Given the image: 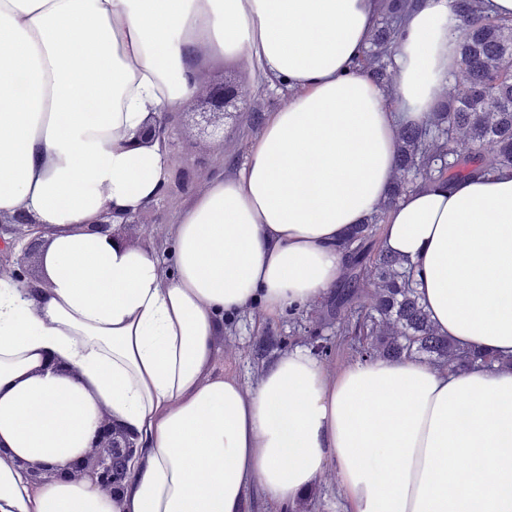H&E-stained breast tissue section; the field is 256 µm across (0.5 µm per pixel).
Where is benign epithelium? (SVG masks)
<instances>
[{
  "mask_svg": "<svg viewBox=\"0 0 512 512\" xmlns=\"http://www.w3.org/2000/svg\"><path fill=\"white\" fill-rule=\"evenodd\" d=\"M247 78L237 85L236 91L227 97L224 93V83L207 85L199 88L195 98L187 104V107L195 111L199 117L197 125L200 126L202 140L200 146L206 152L210 151L215 137L224 133V114L230 106L241 100L244 96V88ZM190 177L186 173H178L174 181L167 182L159 201L150 204L155 208L164 202L173 189L181 191L189 184ZM0 223L4 225V231L12 234L16 239H22L33 233L35 221L27 214L17 213L12 216H0ZM135 451V443L124 432L112 426L109 417H103L95 440L84 456L87 464H78L71 470V477L79 479L89 477L93 479L98 488L107 493L115 494L121 490L126 476L127 463Z\"/></svg>",
  "mask_w": 512,
  "mask_h": 512,
  "instance_id": "benign-epithelium-1",
  "label": "benign epithelium"
}]
</instances>
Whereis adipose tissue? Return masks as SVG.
Returning <instances> with one entry per match:
<instances>
[{
  "label": "adipose tissue",
  "instance_id": "obj_1",
  "mask_svg": "<svg viewBox=\"0 0 512 512\" xmlns=\"http://www.w3.org/2000/svg\"><path fill=\"white\" fill-rule=\"evenodd\" d=\"M452 3L405 15L387 89L356 67L380 0H0V213L42 227L45 281L0 278V512H241L253 482L287 507L329 469L348 512H512L510 368L331 373L297 349L249 390L209 372L225 317L335 288L401 126L448 87ZM206 57L290 96L179 213L168 272L88 226L159 198L167 153L142 131L195 96ZM381 239L441 335L512 356V171L409 192ZM106 415L138 444L115 496L69 475Z\"/></svg>",
  "mask_w": 512,
  "mask_h": 512
}]
</instances>
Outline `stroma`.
Here are the masks:
<instances>
[{"mask_svg": "<svg viewBox=\"0 0 512 512\" xmlns=\"http://www.w3.org/2000/svg\"><path fill=\"white\" fill-rule=\"evenodd\" d=\"M284 102L285 96L281 89L247 86L246 108L225 115L224 142L214 145L208 153L202 151L198 144L195 116L173 114L168 124V134L175 148L168 155L169 168L174 173H188L191 185L188 191L169 196L163 206L140 215L137 223L119 227L120 238L134 245H152L163 262H170L171 228L178 213L211 178L220 173H231L243 164L251 140L260 131L259 126L253 125L251 121L250 107H257L266 113L274 111ZM269 334L282 338V349L286 352L307 346L304 334L293 333L288 314L267 317L258 309H247L225 319L224 331L215 342L213 373H231L244 387H254L261 368L253 361V350Z\"/></svg>", "mask_w": 512, "mask_h": 512, "instance_id": "obj_1", "label": "stroma"}]
</instances>
